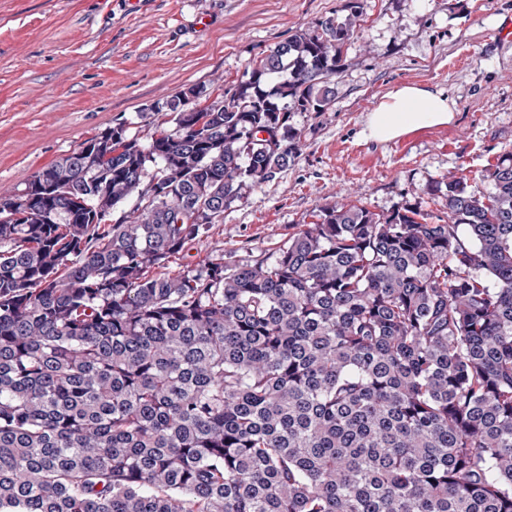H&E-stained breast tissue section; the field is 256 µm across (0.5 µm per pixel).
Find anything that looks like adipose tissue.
<instances>
[{
	"instance_id": "1",
	"label": "adipose tissue",
	"mask_w": 512,
	"mask_h": 512,
	"mask_svg": "<svg viewBox=\"0 0 512 512\" xmlns=\"http://www.w3.org/2000/svg\"><path fill=\"white\" fill-rule=\"evenodd\" d=\"M454 101L444 91L402 86L388 92L369 112L364 134L377 142H389L426 127L449 124Z\"/></svg>"
}]
</instances>
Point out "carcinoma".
I'll use <instances>...</instances> for the list:
<instances>
[{
  "mask_svg": "<svg viewBox=\"0 0 512 512\" xmlns=\"http://www.w3.org/2000/svg\"><path fill=\"white\" fill-rule=\"evenodd\" d=\"M345 11L0 193V512H512V150L166 272L330 109Z\"/></svg>",
  "mask_w": 512,
  "mask_h": 512,
  "instance_id": "obj_1",
  "label": "carcinoma"
}]
</instances>
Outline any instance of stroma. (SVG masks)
<instances>
[{"label":"stroma","instance_id":"35a3bbf8","mask_svg":"<svg viewBox=\"0 0 512 512\" xmlns=\"http://www.w3.org/2000/svg\"><path fill=\"white\" fill-rule=\"evenodd\" d=\"M346 0H0V191L72 152L123 117L140 137L158 105L193 86L229 85L253 58ZM512 0H364V21L332 78L330 111L297 112L301 147L288 168L248 189L209 236L170 263L256 260L321 207L361 203L388 213L447 210L434 183L479 175L512 150ZM469 56L467 66L458 58ZM442 89L448 125L387 143L363 134L391 89Z\"/></svg>","mask_w":512,"mask_h":512}]
</instances>
